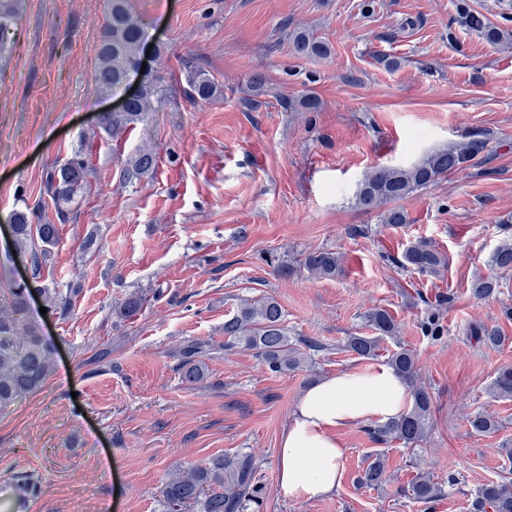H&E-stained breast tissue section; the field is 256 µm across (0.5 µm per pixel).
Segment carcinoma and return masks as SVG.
Wrapping results in <instances>:
<instances>
[{"instance_id": "cac0c4a2", "label": "carcinoma", "mask_w": 512, "mask_h": 512, "mask_svg": "<svg viewBox=\"0 0 512 512\" xmlns=\"http://www.w3.org/2000/svg\"><path fill=\"white\" fill-rule=\"evenodd\" d=\"M112 8L101 27L96 47L95 81L105 91L121 84L136 70L145 35L143 27L129 12L127 0H110ZM458 23L492 43L507 41L512 33L485 22L483 16L472 12L465 0L457 5ZM294 53L299 56H326L328 47L308 32L293 35ZM186 87L184 97L192 102L209 101L217 97L220 88L206 71L182 60ZM168 85L158 70H149L142 76V89L124 109L103 112L98 126L106 133H114L150 120V113L158 111L167 100ZM485 141L472 140L447 143L410 166H376L369 170L355 193L357 208L365 212L377 211L381 223L398 226L409 221L407 212L394 205L414 192L426 188L439 179L474 161L484 150ZM157 167V153L152 149L139 151L127 162L123 176L133 178L148 174ZM88 162L79 154L50 170L45 181V192L55 205L58 223L44 219L40 206L25 207L12 213L13 240L18 253L29 257L31 279L17 283L10 296L0 303V410L14 405L21 397L39 390L53 372L52 352L41 335L35 320L28 315L30 293L35 291L45 297L49 311H66L70 298L53 288L37 285L43 266L60 237L59 225L66 223L69 212L66 206L87 182ZM398 266L419 275L440 272L448 265V257L425 240L410 243L396 260ZM492 266L504 273L512 272V240L502 242L491 256ZM298 265L319 278H334L342 273V260L338 253L316 249L303 254ZM144 298L138 291L128 294L113 308L118 317L136 316L142 309ZM426 313L421 321V331L426 337L437 338L443 331L442 318L451 305V297L440 296L433 302L425 301ZM373 336L348 337L344 350L359 359L377 356L382 341H395V349L387 364L413 385V404L397 418L370 429L379 442L399 441L413 445L422 441L432 426V399L426 387L415 383L418 354L397 340L398 324L388 310L373 308L366 315ZM468 336L486 346H500L505 342L495 327L474 325ZM237 346L254 351L256 356L276 373L296 371L308 359L309 352H319L325 345L314 338L288 335L285 314L272 296L255 300L244 299L233 314L224 319V349ZM209 345L188 343L179 348L178 369L181 380L196 383L205 376L202 357L208 355ZM492 388L502 397L512 396V368L499 372ZM476 434L498 430V421L489 414L478 412L467 418ZM257 466L249 454L233 457L215 456L203 466L177 470L162 483L158 506L160 512H248L257 503ZM387 481L386 460L378 455L365 469L360 483L379 488ZM412 499L429 503L442 495V484L428 474L419 473L409 483ZM475 512H512V482L488 481L473 493Z\"/></svg>"}]
</instances>
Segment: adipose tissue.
I'll return each mask as SVG.
<instances>
[{
    "instance_id": "1",
    "label": "adipose tissue",
    "mask_w": 512,
    "mask_h": 512,
    "mask_svg": "<svg viewBox=\"0 0 512 512\" xmlns=\"http://www.w3.org/2000/svg\"><path fill=\"white\" fill-rule=\"evenodd\" d=\"M410 403L408 384L387 365L341 371L307 389L277 450L281 492L297 501L335 492L347 454L338 430L390 421Z\"/></svg>"
}]
</instances>
